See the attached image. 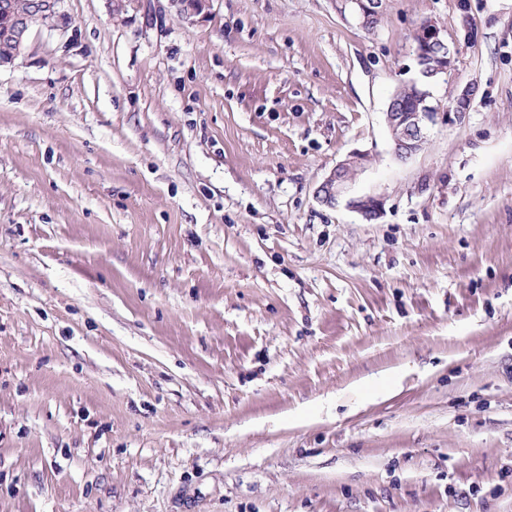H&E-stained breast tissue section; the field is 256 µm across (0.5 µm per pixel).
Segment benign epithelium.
Masks as SVG:
<instances>
[{
	"mask_svg": "<svg viewBox=\"0 0 512 512\" xmlns=\"http://www.w3.org/2000/svg\"><path fill=\"white\" fill-rule=\"evenodd\" d=\"M62 0H32V6L26 13H14L7 2L0 3V12L7 16L4 29L0 30V40L12 46L5 57H0V67L11 65L24 56L29 35L35 28L54 30L60 17ZM207 0H172L180 14L189 18L201 12ZM358 8V16L364 27L378 23L382 15L383 0H353ZM414 52L421 55L430 47L442 49V55L435 67L436 71L448 72L451 68L457 48L448 42L440 27L432 21L421 22L414 33ZM473 87L466 86L448 106V124L461 121L469 111ZM434 107L425 105L416 112L399 111L396 100H391L384 112V121L390 132L395 157L406 161L420 151L426 140V124L434 119ZM366 155L353 152L336 164L335 168L320 183L316 191L318 201L328 207L340 204L361 215L366 220L381 217L382 199L375 196H352L350 185L356 172L363 167Z\"/></svg>",
	"mask_w": 512,
	"mask_h": 512,
	"instance_id": "7a95c632",
	"label": "benign epithelium"
}]
</instances>
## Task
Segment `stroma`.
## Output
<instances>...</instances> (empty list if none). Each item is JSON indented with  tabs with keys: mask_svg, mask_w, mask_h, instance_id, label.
Here are the masks:
<instances>
[{
	"mask_svg": "<svg viewBox=\"0 0 512 512\" xmlns=\"http://www.w3.org/2000/svg\"><path fill=\"white\" fill-rule=\"evenodd\" d=\"M61 12L0 67V512H512V0ZM414 43V52L418 62L423 50L429 48L427 51L428 56H426V59H428L427 64L433 67L435 65L434 58L440 57L435 67L436 72L442 71L447 73L449 71L457 54V48L454 44L448 42L441 28L434 22L423 21L418 25L414 33ZM435 46L443 50L441 56H439L440 50L430 48ZM473 92V87L468 85L455 96L451 105L448 106L449 125H454L465 117L470 108ZM407 112H399L393 98L384 112V121L390 132L392 149L398 160L405 161L420 151L426 140V124L434 119V107L426 104L413 112L417 97L412 87L398 88ZM365 160V154L352 152L347 158L336 164L317 188L316 198L318 201L328 207H336L343 203L347 209L369 221L380 218L383 211L382 199L375 196L350 195L352 179L356 172L363 167Z\"/></svg>",
	"mask_w": 512,
	"mask_h": 512,
	"instance_id": "obj_1",
	"label": "stroma"
}]
</instances>
